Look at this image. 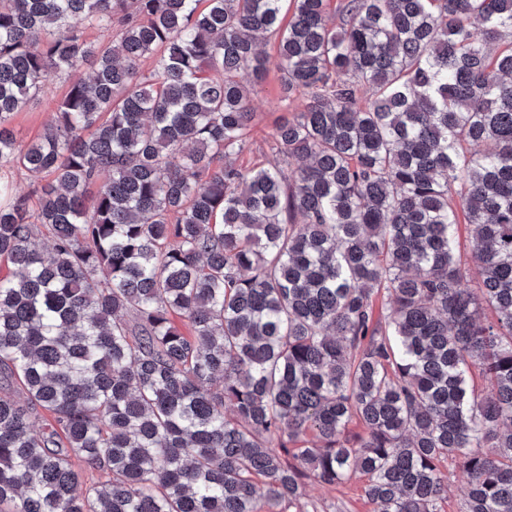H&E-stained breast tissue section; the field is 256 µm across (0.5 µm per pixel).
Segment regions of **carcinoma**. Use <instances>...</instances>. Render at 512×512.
Returning a JSON list of instances; mask_svg holds the SVG:
<instances>
[{"label": "carcinoma", "instance_id": "carcinoma-1", "mask_svg": "<svg viewBox=\"0 0 512 512\" xmlns=\"http://www.w3.org/2000/svg\"><path fill=\"white\" fill-rule=\"evenodd\" d=\"M330 2L0 0V512H512V0ZM281 96L279 74L272 67L263 86L250 94V107L254 117L245 149L239 155L240 164H267L279 158L270 137L274 123L280 117H289L291 112H297L301 105L300 98L292 107L287 108L281 102ZM67 87L65 78L54 79L39 98L14 116L13 128L17 138L28 142L43 132L57 101L66 93ZM466 476L462 469L455 465L448 466V499L443 503L444 512H457L460 507V496L465 485ZM362 480L353 478L336 486H320L307 481L305 501H314L319 512H371L372 506L362 497Z\"/></svg>", "mask_w": 512, "mask_h": 512}]
</instances>
